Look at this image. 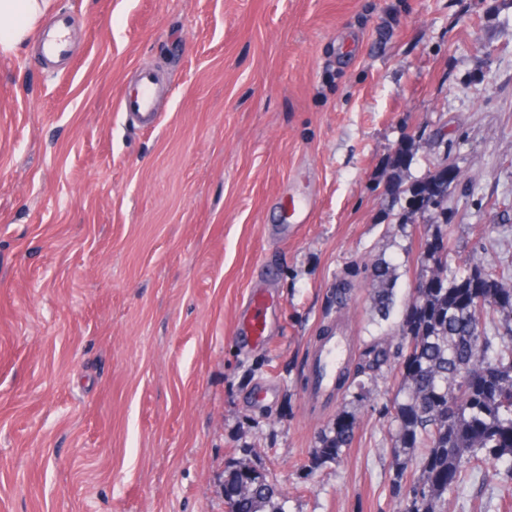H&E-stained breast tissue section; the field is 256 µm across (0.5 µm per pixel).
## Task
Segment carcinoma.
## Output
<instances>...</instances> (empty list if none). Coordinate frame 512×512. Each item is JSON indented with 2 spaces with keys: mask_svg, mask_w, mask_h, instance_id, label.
<instances>
[{
  "mask_svg": "<svg viewBox=\"0 0 512 512\" xmlns=\"http://www.w3.org/2000/svg\"><path fill=\"white\" fill-rule=\"evenodd\" d=\"M440 168L410 188L413 211L429 213L432 232L420 247L416 294L405 306L399 341L366 345L354 374L373 375L399 359L401 386L394 398V494L400 512H446L448 493L489 460H512V268L474 254L453 267L448 186ZM373 303L393 305L396 278L386 265L372 271ZM350 372L338 381L343 386ZM357 419L339 415L322 438L319 456L338 458L356 434ZM274 488L247 467L224 481L229 512H262Z\"/></svg>",
  "mask_w": 512,
  "mask_h": 512,
  "instance_id": "cac0c4a2",
  "label": "carcinoma"
}]
</instances>
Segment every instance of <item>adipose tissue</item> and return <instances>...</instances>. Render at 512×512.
<instances>
[{"label": "adipose tissue", "mask_w": 512, "mask_h": 512, "mask_svg": "<svg viewBox=\"0 0 512 512\" xmlns=\"http://www.w3.org/2000/svg\"><path fill=\"white\" fill-rule=\"evenodd\" d=\"M49 12V0H0V53L17 51L35 41Z\"/></svg>", "instance_id": "obj_1"}]
</instances>
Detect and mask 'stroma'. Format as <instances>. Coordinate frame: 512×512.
I'll return each instance as SVG.
<instances>
[{"label":"stroma","instance_id":"stroma-1","mask_svg":"<svg viewBox=\"0 0 512 512\" xmlns=\"http://www.w3.org/2000/svg\"><path fill=\"white\" fill-rule=\"evenodd\" d=\"M63 16L66 55H0V512H228L239 465L274 487L264 512H398L397 365L316 413L306 361L327 327L356 352L397 333L429 221L408 190L445 164L459 259L512 261V0H53L44 24ZM142 70L151 130L118 110ZM256 292L270 328L245 347ZM340 413L355 439L320 458ZM510 484L487 463L448 512H500ZM372 283L374 306L386 315L393 305V290L396 285L393 270L386 265H375L372 271Z\"/></svg>","mask_w":512,"mask_h":512}]
</instances>
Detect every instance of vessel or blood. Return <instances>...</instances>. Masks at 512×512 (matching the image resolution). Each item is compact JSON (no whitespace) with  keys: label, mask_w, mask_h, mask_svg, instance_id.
Masks as SVG:
<instances>
[{"label":"vessel or blood","mask_w":512,"mask_h":512,"mask_svg":"<svg viewBox=\"0 0 512 512\" xmlns=\"http://www.w3.org/2000/svg\"><path fill=\"white\" fill-rule=\"evenodd\" d=\"M157 81L152 74H143L137 89L120 99L119 109L135 117L145 127L159 123L154 109ZM270 302L265 295L252 294L247 313L241 322L242 335L254 344L264 343L267 338V313ZM350 348L345 337H323L313 351L306 371V393L309 407L320 410L336 397V380L349 360Z\"/></svg>","instance_id":"b4317fda"}]
</instances>
